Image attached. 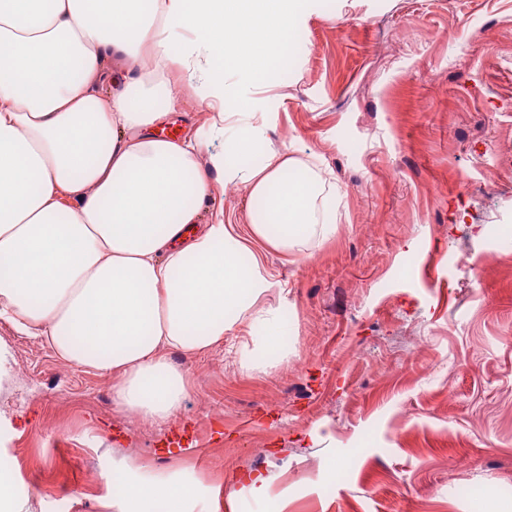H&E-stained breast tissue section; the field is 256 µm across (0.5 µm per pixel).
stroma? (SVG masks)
<instances>
[{
	"label": "stroma",
	"mask_w": 512,
	"mask_h": 512,
	"mask_svg": "<svg viewBox=\"0 0 512 512\" xmlns=\"http://www.w3.org/2000/svg\"><path fill=\"white\" fill-rule=\"evenodd\" d=\"M289 38L294 64L229 81L336 187L329 238L251 244L287 358L242 359L247 336L171 353L192 389L151 424L0 322V474L23 512H114L108 476L137 467L194 485L186 512H226L256 475L268 499L236 512L512 507V0H315ZM206 96L179 92L171 129L195 134Z\"/></svg>",
	"instance_id": "1"
}]
</instances>
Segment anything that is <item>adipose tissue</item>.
Instances as JSON below:
<instances>
[{
	"label": "adipose tissue",
	"instance_id": "obj_1",
	"mask_svg": "<svg viewBox=\"0 0 512 512\" xmlns=\"http://www.w3.org/2000/svg\"><path fill=\"white\" fill-rule=\"evenodd\" d=\"M312 0H0V319L63 363L112 378L116 406L175 415L189 394L169 354L225 336L288 353V319L259 307L275 284L249 240L287 252L313 229L327 172L276 146L229 74L287 65V34ZM219 102L191 137L156 130L174 88ZM260 165L244 163L247 153ZM243 183L239 233L206 215L215 188ZM191 486L126 481L122 504L159 497L183 512Z\"/></svg>",
	"mask_w": 512,
	"mask_h": 512
}]
</instances>
